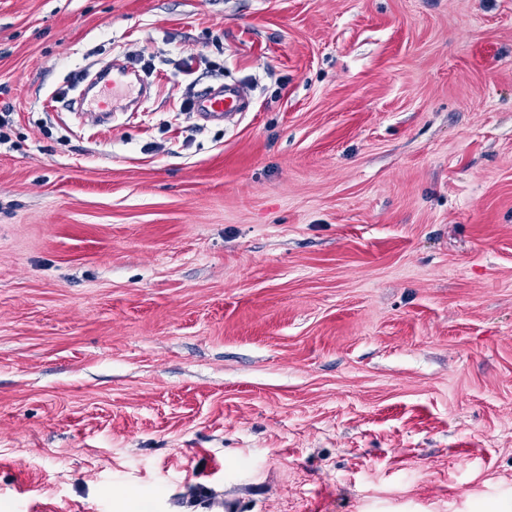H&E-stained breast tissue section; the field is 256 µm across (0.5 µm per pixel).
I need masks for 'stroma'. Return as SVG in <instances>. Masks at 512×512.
Instances as JSON below:
<instances>
[{
	"label": "stroma",
	"instance_id": "35a3bbf8",
	"mask_svg": "<svg viewBox=\"0 0 512 512\" xmlns=\"http://www.w3.org/2000/svg\"><path fill=\"white\" fill-rule=\"evenodd\" d=\"M1 108L0 512H512V0H0ZM112 71V78L104 83V86L107 88H112V108L110 112H116V109L121 105L123 100H127L126 98H122V93L128 86L134 84L128 78V68L123 66L114 64L112 67L103 70L98 76L94 79L97 80L105 73ZM248 98L244 87L240 85L211 86L201 92L196 100L194 110L198 115L215 121H224L237 112H243Z\"/></svg>",
	"mask_w": 512,
	"mask_h": 512
}]
</instances>
